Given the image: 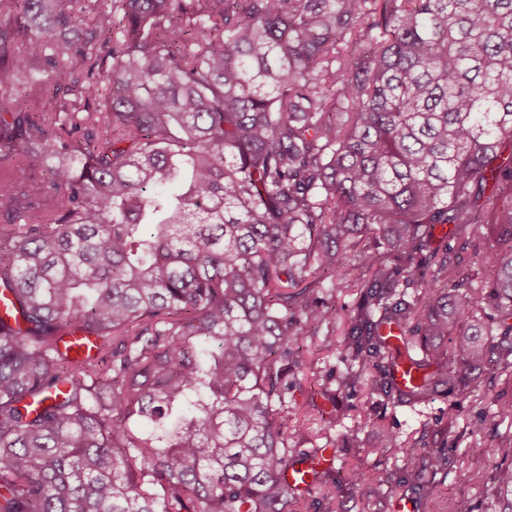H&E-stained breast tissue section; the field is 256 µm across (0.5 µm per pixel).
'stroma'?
<instances>
[{"instance_id": "35a3bbf8", "label": "stroma", "mask_w": 512, "mask_h": 512, "mask_svg": "<svg viewBox=\"0 0 512 512\" xmlns=\"http://www.w3.org/2000/svg\"><path fill=\"white\" fill-rule=\"evenodd\" d=\"M303 357L307 367L298 375L288 399L315 418V447L333 449L336 466L354 465L366 474L380 471L393 476L392 483L382 487L338 483L334 512H393L394 502L400 498L415 501V512H506L512 505V500L498 495L494 487L477 486L469 479L474 469L500 465V458L487 457L489 444L512 443V419L493 426L482 424L493 404L512 402V368L495 379H481L462 395L461 412L452 422L448 419V398L443 394L425 404L387 409L361 392L329 400L327 393L335 389L342 363L318 352L310 341L304 344ZM363 417L368 418V425L359 427L355 442L344 444L346 429L359 426ZM384 426L403 440V447L385 445L380 434ZM422 435L430 447L444 442L450 447L445 468L425 474L436 488L434 498L425 501L419 500L417 490L401 483L411 456L423 454L422 449L406 448L405 443Z\"/></svg>"}]
</instances>
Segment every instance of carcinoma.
Listing matches in <instances>:
<instances>
[{"label":"carcinoma","instance_id":"carcinoma-1","mask_svg":"<svg viewBox=\"0 0 512 512\" xmlns=\"http://www.w3.org/2000/svg\"><path fill=\"white\" fill-rule=\"evenodd\" d=\"M0 217V512H312L305 338L386 407L512 365V0H0ZM359 274L354 271L346 278L343 276V280L336 281L339 283V288H336L335 292H332V297L327 296L326 299L332 305L336 307V325L335 332L333 333V339L336 340V345L342 340V331L344 329L347 314L351 308L357 302V291L356 288H352V280ZM349 285V287H346Z\"/></svg>","mask_w":512,"mask_h":512}]
</instances>
